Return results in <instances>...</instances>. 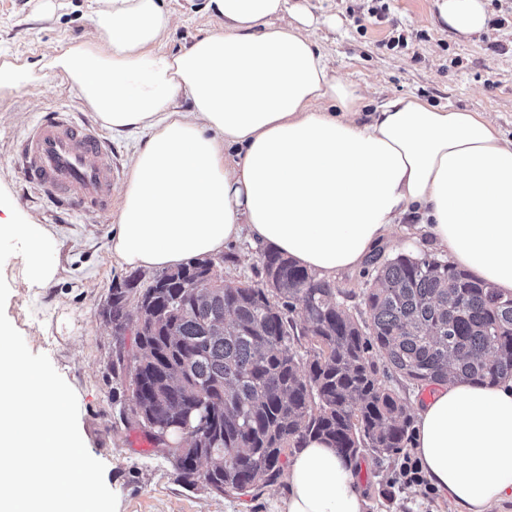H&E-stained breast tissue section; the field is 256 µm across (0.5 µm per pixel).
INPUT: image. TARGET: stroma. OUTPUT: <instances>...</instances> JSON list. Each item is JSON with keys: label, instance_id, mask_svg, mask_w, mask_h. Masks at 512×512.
Segmentation results:
<instances>
[{"label": "stroma", "instance_id": "stroma-1", "mask_svg": "<svg viewBox=\"0 0 512 512\" xmlns=\"http://www.w3.org/2000/svg\"><path fill=\"white\" fill-rule=\"evenodd\" d=\"M322 23L315 32L337 76L354 84L368 107L386 97L417 95L440 107L478 112L512 138V0H488V32L458 37L439 19L437 0H288ZM177 26L161 48L176 52L222 21L195 0H165ZM94 0H0V61L38 68V78L0 92V180L16 206L39 224L55 225L63 240L62 280L46 293L11 290L6 314L32 353L47 354L75 391L79 427L90 454L104 462L105 482L120 499V512H275L287 484L219 497L204 487L185 489L171 463L127 427L122 391L112 363L121 348L103 320L113 282L128 275L108 245L116 214L64 215L43 202L23 178L18 145L25 131L48 112L65 110L95 121L81 94L60 75L41 69L47 54L102 39ZM397 458L362 460L357 474L366 512H452L444 493L390 484Z\"/></svg>", "mask_w": 512, "mask_h": 512}]
</instances>
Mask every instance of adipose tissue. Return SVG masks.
<instances>
[{
    "instance_id": "1",
    "label": "adipose tissue",
    "mask_w": 512,
    "mask_h": 512,
    "mask_svg": "<svg viewBox=\"0 0 512 512\" xmlns=\"http://www.w3.org/2000/svg\"><path fill=\"white\" fill-rule=\"evenodd\" d=\"M97 2L103 40L43 66L105 128L140 136L109 247L121 264L173 269L245 238L331 280L416 213L454 265L512 293V139L481 113L416 96L365 111L363 94L317 47L313 15L288 0H203L224 25L177 53L158 49L173 24L161 0ZM439 12L464 37L488 25L483 0H441ZM2 236L23 244L27 291L61 278L57 230L0 187ZM414 448L455 512L512 500V379L441 384L417 409ZM365 507L353 465L329 441L307 439L278 512Z\"/></svg>"
}]
</instances>
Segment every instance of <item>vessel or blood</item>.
<instances>
[{
    "mask_svg": "<svg viewBox=\"0 0 512 512\" xmlns=\"http://www.w3.org/2000/svg\"><path fill=\"white\" fill-rule=\"evenodd\" d=\"M21 164L25 178L59 209L106 212L112 207L120 170L98 134L69 113H47L29 129Z\"/></svg>",
    "mask_w": 512,
    "mask_h": 512,
    "instance_id": "b4317fda",
    "label": "vessel or blood"
}]
</instances>
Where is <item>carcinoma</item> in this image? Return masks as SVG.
Wrapping results in <instances>:
<instances>
[{
    "instance_id": "carcinoma-1",
    "label": "carcinoma",
    "mask_w": 512,
    "mask_h": 512,
    "mask_svg": "<svg viewBox=\"0 0 512 512\" xmlns=\"http://www.w3.org/2000/svg\"><path fill=\"white\" fill-rule=\"evenodd\" d=\"M260 264L257 283L194 260L146 286L132 272L102 312L119 339L134 325L131 358L112 363L128 378L121 414L187 488L230 496L274 485L309 436L356 466L367 452L394 456L412 418L390 380L512 378V295L445 260L379 250L356 313L334 283L282 254L266 250ZM189 402L198 430L182 456L173 444Z\"/></svg>"
}]
</instances>
